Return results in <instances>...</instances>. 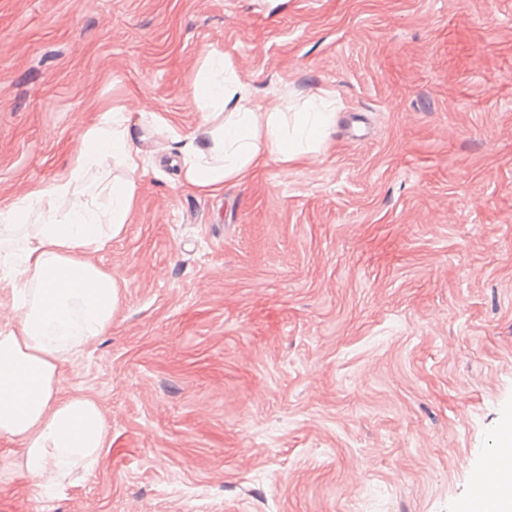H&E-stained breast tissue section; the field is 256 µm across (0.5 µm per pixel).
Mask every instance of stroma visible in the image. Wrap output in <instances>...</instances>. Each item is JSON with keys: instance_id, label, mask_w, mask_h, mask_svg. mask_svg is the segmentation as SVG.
<instances>
[{"instance_id": "stroma-1", "label": "stroma", "mask_w": 512, "mask_h": 512, "mask_svg": "<svg viewBox=\"0 0 512 512\" xmlns=\"http://www.w3.org/2000/svg\"><path fill=\"white\" fill-rule=\"evenodd\" d=\"M319 152L211 197L150 133L119 301L61 396L102 447L0 512H461L512 421V0H0V202L62 174L115 105L180 133L203 50Z\"/></svg>"}]
</instances>
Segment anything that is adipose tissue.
<instances>
[{"instance_id": "adipose-tissue-1", "label": "adipose tissue", "mask_w": 512, "mask_h": 512, "mask_svg": "<svg viewBox=\"0 0 512 512\" xmlns=\"http://www.w3.org/2000/svg\"><path fill=\"white\" fill-rule=\"evenodd\" d=\"M192 96L204 117L181 153L180 186L212 196L269 162L287 166L318 151L336 121L333 100L323 97L287 129L214 47ZM143 171L138 136L117 105L83 131L63 174L0 205V271L21 304L16 326L0 329V440L23 447L25 473L44 485L60 483L102 446L98 404L59 397L58 382L79 346L112 326L118 285L89 255L123 229Z\"/></svg>"}]
</instances>
